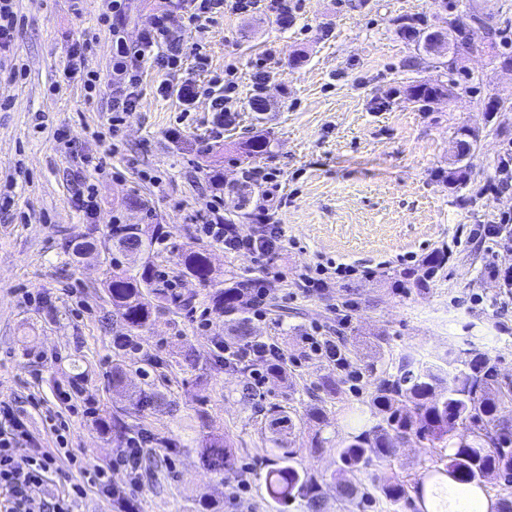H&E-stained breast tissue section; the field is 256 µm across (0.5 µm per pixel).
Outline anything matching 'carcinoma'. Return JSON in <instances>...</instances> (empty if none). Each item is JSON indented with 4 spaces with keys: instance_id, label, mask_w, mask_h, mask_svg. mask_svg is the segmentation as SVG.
I'll return each instance as SVG.
<instances>
[{
    "instance_id": "obj_1",
    "label": "carcinoma",
    "mask_w": 512,
    "mask_h": 512,
    "mask_svg": "<svg viewBox=\"0 0 512 512\" xmlns=\"http://www.w3.org/2000/svg\"><path fill=\"white\" fill-rule=\"evenodd\" d=\"M445 90L443 84L420 83L410 87L409 94L427 103ZM165 236L161 224H128L125 233L112 235V247L117 251L145 257L136 273L114 272L107 283L113 313L130 336L150 329L160 308L193 304L194 297L159 287L153 251L156 240ZM177 265L184 276L214 283L209 252L203 247L180 253ZM249 287L251 280L232 273L208 294L210 311L224 319L233 342L239 345L259 340L241 300ZM157 398L159 393L141 388L131 394L126 413H141L157 403ZM505 403L512 404V380L504 382L487 353L478 348L450 352L438 365L424 366L403 357L397 374L380 379L368 401L375 424L362 425L338 446L343 471L367 475L377 501L393 510L412 503L415 496L417 512H447L450 481L482 491L491 475L512 484V424L498 418V408ZM285 425L293 428L291 412L273 405L270 427L278 432ZM99 428L119 443L125 439L126 423L119 414L100 417ZM413 435L447 448L448 463L426 469L412 487L402 480L385 481L370 471L392 457L397 445ZM200 455L207 468L221 478L235 472L234 453L222 433L204 435ZM264 483L275 512H288V506L297 499L304 502L305 512H323L321 485L298 467L293 449L278 448Z\"/></svg>"
}]
</instances>
